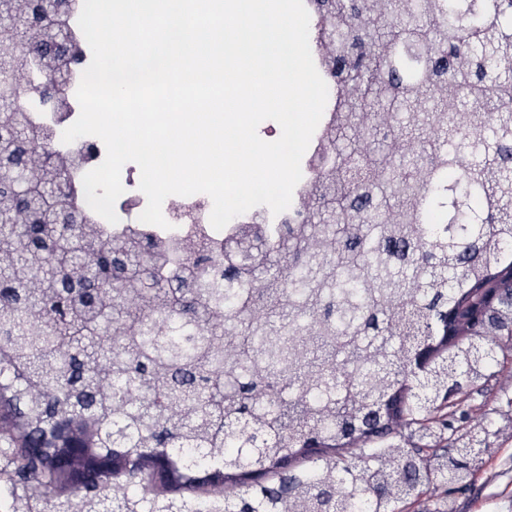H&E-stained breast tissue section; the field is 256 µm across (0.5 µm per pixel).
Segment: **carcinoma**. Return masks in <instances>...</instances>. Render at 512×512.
Listing matches in <instances>:
<instances>
[{
    "instance_id": "cac0c4a2",
    "label": "carcinoma",
    "mask_w": 512,
    "mask_h": 512,
    "mask_svg": "<svg viewBox=\"0 0 512 512\" xmlns=\"http://www.w3.org/2000/svg\"><path fill=\"white\" fill-rule=\"evenodd\" d=\"M336 81L295 224L114 231L75 206L69 174L0 169V512H395L385 495L439 445L456 383L490 376L488 334L459 322L512 280V0H313ZM0 60L17 129L46 133ZM262 243L242 266L237 244ZM389 415L347 441L355 405ZM402 421L396 430L391 417ZM81 432L83 470L67 465ZM469 456L424 480L466 486ZM49 481L55 498L40 487Z\"/></svg>"
}]
</instances>
